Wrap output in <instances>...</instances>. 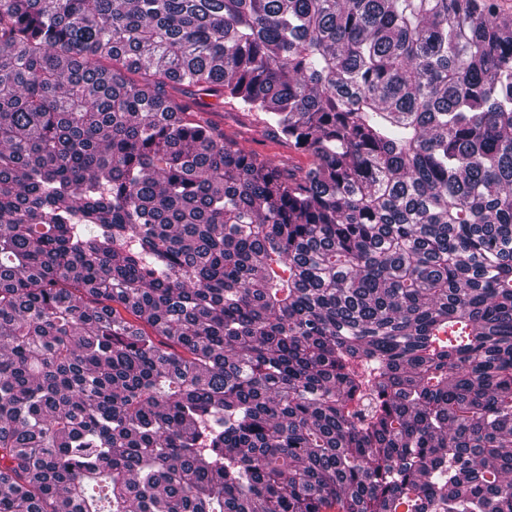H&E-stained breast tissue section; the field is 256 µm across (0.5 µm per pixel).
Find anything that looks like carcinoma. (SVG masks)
<instances>
[{"label":"carcinoma","mask_w":512,"mask_h":512,"mask_svg":"<svg viewBox=\"0 0 512 512\" xmlns=\"http://www.w3.org/2000/svg\"><path fill=\"white\" fill-rule=\"evenodd\" d=\"M505 6L0 0V512H512ZM207 105L213 108L214 121L218 122L224 129V134L234 137L238 141V146L244 151H257L263 155L284 162L290 167H299L307 169L312 163V156L302 150L296 149L293 145L284 141H270L264 138L260 132V125L254 120V117L243 116L229 105L223 107L216 106L217 99L211 96H202Z\"/></svg>","instance_id":"cac0c4a2"}]
</instances>
